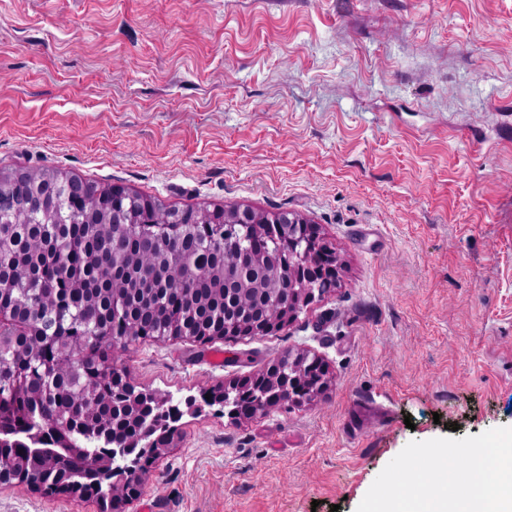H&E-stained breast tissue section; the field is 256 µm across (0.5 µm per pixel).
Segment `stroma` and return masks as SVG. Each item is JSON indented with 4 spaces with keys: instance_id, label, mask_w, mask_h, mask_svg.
I'll return each mask as SVG.
<instances>
[{
    "instance_id": "stroma-1",
    "label": "stroma",
    "mask_w": 512,
    "mask_h": 512,
    "mask_svg": "<svg viewBox=\"0 0 512 512\" xmlns=\"http://www.w3.org/2000/svg\"><path fill=\"white\" fill-rule=\"evenodd\" d=\"M0 168L300 213L345 263L223 365L128 346L124 377L182 398L300 348L331 382L184 416L126 512H356L410 441L512 426V0H0Z\"/></svg>"
}]
</instances>
